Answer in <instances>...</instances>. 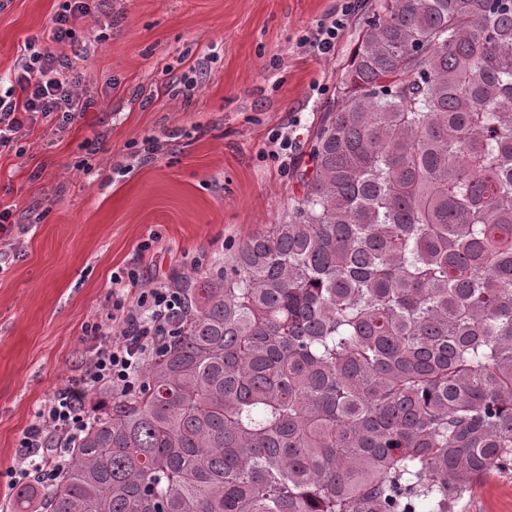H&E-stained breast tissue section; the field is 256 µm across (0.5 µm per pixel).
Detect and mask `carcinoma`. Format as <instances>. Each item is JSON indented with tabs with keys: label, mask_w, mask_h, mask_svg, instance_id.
<instances>
[{
	"label": "carcinoma",
	"mask_w": 512,
	"mask_h": 512,
	"mask_svg": "<svg viewBox=\"0 0 512 512\" xmlns=\"http://www.w3.org/2000/svg\"><path fill=\"white\" fill-rule=\"evenodd\" d=\"M288 217L28 512H456L512 471V0H378Z\"/></svg>",
	"instance_id": "cac0c4a2"
}]
</instances>
